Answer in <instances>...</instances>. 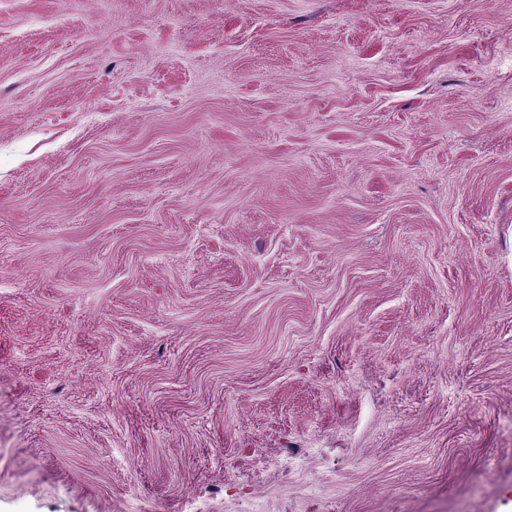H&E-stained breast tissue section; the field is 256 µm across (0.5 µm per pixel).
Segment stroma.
<instances>
[{
  "mask_svg": "<svg viewBox=\"0 0 512 512\" xmlns=\"http://www.w3.org/2000/svg\"><path fill=\"white\" fill-rule=\"evenodd\" d=\"M0 512H512V0H0Z\"/></svg>",
  "mask_w": 512,
  "mask_h": 512,
  "instance_id": "stroma-1",
  "label": "stroma"
}]
</instances>
